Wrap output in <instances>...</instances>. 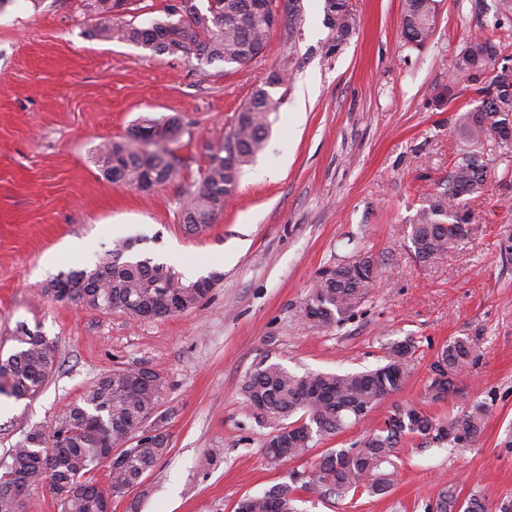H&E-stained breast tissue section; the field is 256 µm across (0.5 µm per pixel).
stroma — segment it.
I'll use <instances>...</instances> for the list:
<instances>
[{"mask_svg":"<svg viewBox=\"0 0 512 512\" xmlns=\"http://www.w3.org/2000/svg\"><path fill=\"white\" fill-rule=\"evenodd\" d=\"M355 30L337 39L325 0H273L279 21L263 56L211 68L117 40L88 37L83 0H18L0 11V354L20 328L53 342L55 372L36 396L0 395V456L28 430L50 425L84 387L117 368L164 379L152 421L168 447L112 512H234L237 502L291 481L328 448H346L406 404L453 416L491 405L466 448L403 446L389 493L339 502L298 492L299 512H428L442 489L459 505L488 493V512L512 506V164L490 156L467 200L465 239L419 262L411 224L469 142L455 123L478 106V87L512 67V11L500 0H439L423 46L402 35L403 0H348ZM475 36L499 55L486 74H454ZM275 70L282 104L267 144L244 166L215 224L187 232L180 201L236 113ZM183 126L176 178L146 193L107 182L98 144L120 140L141 117ZM132 256L174 267L184 280L218 281L195 308L131 321L44 296L59 273L93 266L118 241ZM362 254L380 278L354 314L310 329L299 310L319 270ZM455 337L477 359L457 391L428 405L431 365ZM414 339L413 369L362 421L277 465L269 430L244 406L241 385L260 360L293 372L343 373L384 362L389 343Z\"/></svg>","mask_w":512,"mask_h":512,"instance_id":"35a3bbf8","label":"stroma"}]
</instances>
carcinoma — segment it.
Masks as SVG:
<instances>
[{
    "mask_svg": "<svg viewBox=\"0 0 512 512\" xmlns=\"http://www.w3.org/2000/svg\"><path fill=\"white\" fill-rule=\"evenodd\" d=\"M136 0H88L94 25L89 36L114 38L152 52L195 59V71L209 75L216 63L245 66L262 56L275 17L273 0H180L166 6L165 18L136 25L124 21ZM437 0H405L402 33L416 46L426 43L436 23ZM325 14L340 36L353 31L355 20L347 0H325ZM497 55L496 44L474 38L456 55L453 71L472 78L486 70ZM285 83L273 72L256 87L238 112L224 142L205 146L208 164L194 189L186 192L181 218L195 231L215 222L234 196L243 166L263 150L270 131V115L281 98L271 88ZM481 105L458 116L459 128L474 146L454 161L441 190L426 195L411 225L416 257L431 262L457 246L466 236L463 225L470 215L464 197L477 193L486 180L487 164L481 149L488 145L500 156L512 157V139L504 136L512 119V68L502 67L480 89ZM178 118L145 117L127 137L101 143L96 163L110 183L149 192L172 182L182 159L170 144L180 140ZM234 160L224 162L227 146ZM127 243L117 244L108 257L92 268L59 275L51 283L57 291L44 293L56 301H69L85 309L119 310L133 321L162 319L196 307L213 287L215 276L185 282L174 268L150 258H130ZM375 279L338 264L318 273L304 305L301 321L313 329L339 325L348 319L374 288ZM20 347L0 361V394L17 399L33 397L44 387L57 364V350L39 333L24 332ZM415 341L408 338L387 346L385 363L360 372H306L301 375L280 363L260 361L241 387L254 420L271 428L264 444L267 459L292 460L318 441L335 435L363 419L411 372ZM437 359L448 368L445 377L432 376L426 398L441 400L454 392L455 380L473 362L474 349L467 338L457 337L442 347ZM163 390L159 373L151 369H116L99 377L69 403L49 429L36 427L10 454V467L0 472V512H21L24 491L46 483L62 512H104L102 493L120 497L166 452L167 434L155 424L158 435L141 431V424L156 408ZM491 406L475 403L460 415L439 419L418 406L397 407L384 423L348 448H328L311 475L296 472L292 483L271 487L260 496H247L235 512H296L295 492L301 487L327 499L344 501L367 494L384 495L393 485L401 465L403 439L465 448L483 432ZM136 439L123 462L102 487L94 479L101 462L100 448L112 441L120 447Z\"/></svg>",
    "mask_w": 512,
    "mask_h": 512,
    "instance_id": "cac0c4a2",
    "label": "carcinoma"
}]
</instances>
